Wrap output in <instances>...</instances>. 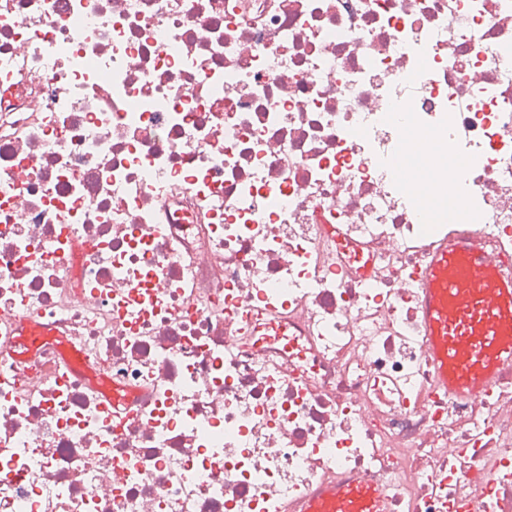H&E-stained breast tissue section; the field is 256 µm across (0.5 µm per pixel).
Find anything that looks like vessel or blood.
Wrapping results in <instances>:
<instances>
[{
	"label": "vessel or blood",
	"mask_w": 512,
	"mask_h": 512,
	"mask_svg": "<svg viewBox=\"0 0 512 512\" xmlns=\"http://www.w3.org/2000/svg\"><path fill=\"white\" fill-rule=\"evenodd\" d=\"M417 275V311L435 368V386L467 399L512 372V275L481 245L475 224L430 240ZM47 333L33 321L18 329L24 354ZM299 512H390L387 492L352 478L322 484L301 499Z\"/></svg>",
	"instance_id": "obj_1"
}]
</instances>
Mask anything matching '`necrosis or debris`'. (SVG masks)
I'll use <instances>...</instances> for the list:
<instances>
[{
  "label": "necrosis or debris",
  "mask_w": 512,
  "mask_h": 512,
  "mask_svg": "<svg viewBox=\"0 0 512 512\" xmlns=\"http://www.w3.org/2000/svg\"><path fill=\"white\" fill-rule=\"evenodd\" d=\"M1 86L0 512H512L416 311L457 212L512 265V0H0ZM422 142L423 139L421 138H414L407 142L408 150H405L406 159L405 161L402 162V164L397 170L399 174L410 183H415L416 181H419L424 175L423 170L418 165V159L421 153ZM410 146L414 147L411 148ZM48 334L47 331L37 328L33 321H26L17 331L13 348L18 354L27 353L36 343L46 340L49 337ZM301 512H390L387 492L356 479L324 483L295 506Z\"/></svg>",
  "instance_id": "4bbe7bcc"
}]
</instances>
